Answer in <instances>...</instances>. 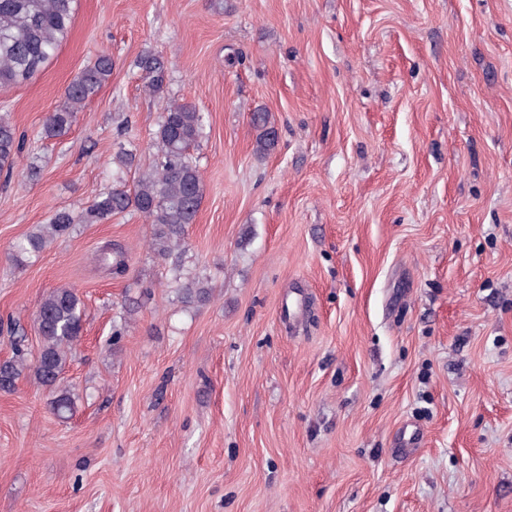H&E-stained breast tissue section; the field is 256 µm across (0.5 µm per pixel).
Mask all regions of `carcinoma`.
I'll return each instance as SVG.
<instances>
[{
	"label": "carcinoma",
	"mask_w": 512,
	"mask_h": 512,
	"mask_svg": "<svg viewBox=\"0 0 512 512\" xmlns=\"http://www.w3.org/2000/svg\"><path fill=\"white\" fill-rule=\"evenodd\" d=\"M77 4L78 0H0V91L28 82L45 67L67 37ZM112 66V57L105 51L84 66L65 88L63 103L47 115L42 127L44 138H55L73 125L77 113L109 81ZM136 67L142 73L146 93L154 96L163 92L168 64L162 57L144 53L136 60ZM252 124L258 131L256 151H273L277 136L268 113L255 112ZM204 130L205 116L194 104L170 101L152 136L156 161L152 167L138 170L133 188L100 192L79 214L56 210L49 223L16 243L15 263L22 265L40 255L77 224H102L114 215L133 211L153 227L150 248L154 254L165 260L174 258L171 273L181 302L187 307L210 302L212 290L207 281L183 276L180 259L187 227L195 222L204 195L201 173L189 154ZM23 148L24 140L8 114H0V173H12ZM96 261L111 274H121L127 267L125 251L112 243L97 251ZM35 322L40 338L36 355L30 356L25 339L17 337L13 357L0 364V390L13 389L28 373L52 391L51 411L65 420L75 409V394L64 384L63 373L84 331L80 297L72 288L50 291L39 305Z\"/></svg>",
	"instance_id": "cac0c4a2"
}]
</instances>
